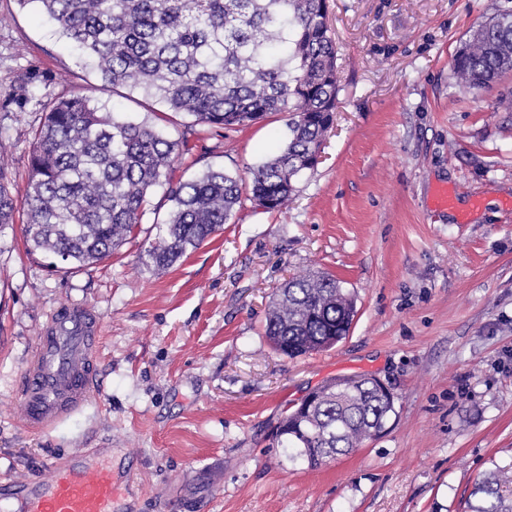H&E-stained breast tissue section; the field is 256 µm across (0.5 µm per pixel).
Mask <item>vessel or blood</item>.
Masks as SVG:
<instances>
[{"label":"vessel or blood","instance_id":"1","mask_svg":"<svg viewBox=\"0 0 512 512\" xmlns=\"http://www.w3.org/2000/svg\"><path fill=\"white\" fill-rule=\"evenodd\" d=\"M101 322L81 305L61 308L39 336L19 398L29 429L41 431L87 406L95 391ZM126 487L111 467L72 460L50 474L0 489L19 512H114Z\"/></svg>","mask_w":512,"mask_h":512}]
</instances>
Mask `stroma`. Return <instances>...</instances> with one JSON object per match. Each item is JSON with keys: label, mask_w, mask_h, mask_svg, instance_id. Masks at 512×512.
<instances>
[{"label": "stroma", "mask_w": 512, "mask_h": 512, "mask_svg": "<svg viewBox=\"0 0 512 512\" xmlns=\"http://www.w3.org/2000/svg\"><path fill=\"white\" fill-rule=\"evenodd\" d=\"M340 90L314 169L287 209L243 193L229 223L172 267L140 255L171 209L155 192L127 243L96 265H55L0 237V487L103 451L127 473L131 512H465L475 480L512 472V72L479 92L452 75L471 31L512 0H328ZM0 87L29 65L46 85L0 121V165L23 198L41 101L83 93L172 130L184 115L102 85L33 7L0 0ZM287 115L199 128L178 163L242 180L288 136ZM445 187L452 205L436 208ZM332 275L355 300L331 348L295 358L264 335L276 288ZM64 304L102 321L96 396L43 433L17 392L40 329ZM395 395L387 429L316 469L277 446L278 423L338 376Z\"/></svg>", "instance_id": "1"}]
</instances>
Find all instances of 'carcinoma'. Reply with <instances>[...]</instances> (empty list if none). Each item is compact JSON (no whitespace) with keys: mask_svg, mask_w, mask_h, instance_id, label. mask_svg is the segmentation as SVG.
Listing matches in <instances>:
<instances>
[{"mask_svg":"<svg viewBox=\"0 0 512 512\" xmlns=\"http://www.w3.org/2000/svg\"><path fill=\"white\" fill-rule=\"evenodd\" d=\"M16 2L44 10L103 84L192 118L172 138L145 121L100 111L88 96L46 99L28 157L23 234L30 250L74 266L108 258L142 223L156 187L171 210L140 259L165 270L203 244L230 220L242 183L212 168L188 181L175 178V163L194 148L196 126L224 129L288 113L287 141L252 171L251 197L268 211L284 209L299 175L318 163L339 90L326 0ZM509 71L511 10L475 30L453 60L457 84L469 91ZM28 102L0 93V110L23 112ZM10 185L1 165L0 233L15 221ZM355 313L333 276L294 275L274 294L265 336L285 356L304 355L343 339ZM350 380L326 382L305 410L283 418L276 438L289 458L314 469L378 436L394 402L374 378L353 390ZM466 512H512L496 472L478 481Z\"/></svg>","mask_w":512,"mask_h":512,"instance_id":"carcinoma-1","label":"carcinoma"}]
</instances>
